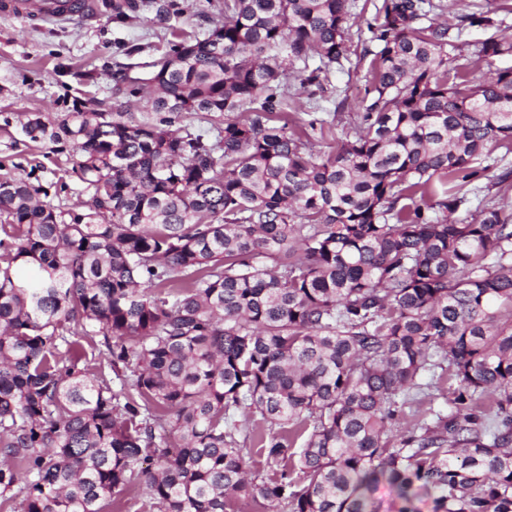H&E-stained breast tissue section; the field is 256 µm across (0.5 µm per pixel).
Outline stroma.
<instances>
[{
	"label": "stroma",
	"mask_w": 512,
	"mask_h": 512,
	"mask_svg": "<svg viewBox=\"0 0 512 512\" xmlns=\"http://www.w3.org/2000/svg\"><path fill=\"white\" fill-rule=\"evenodd\" d=\"M139 19H116L111 8L95 17H68L48 22L24 21L0 13V169L26 175L36 163L55 170L54 160L19 132L31 112L58 113L73 103L94 106L112 99L113 73L146 71L163 55L174 36L194 37L219 19L208 0H144ZM377 0H354L350 29V62L331 72L323 91L302 92L300 79H288V124L299 126L312 113L338 112L342 125L353 126L366 105L365 86L371 69L366 22ZM344 110H337V102Z\"/></svg>",
	"instance_id": "35a3bbf8"
}]
</instances>
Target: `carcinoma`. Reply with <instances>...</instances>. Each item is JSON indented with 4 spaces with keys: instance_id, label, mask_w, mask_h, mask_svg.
<instances>
[{
    "instance_id": "1",
    "label": "carcinoma",
    "mask_w": 512,
    "mask_h": 512,
    "mask_svg": "<svg viewBox=\"0 0 512 512\" xmlns=\"http://www.w3.org/2000/svg\"><path fill=\"white\" fill-rule=\"evenodd\" d=\"M350 8L223 0L205 38L150 63L152 94L115 74L156 120L26 116L86 200L53 206L66 184L38 166L0 184L5 512H129L140 486L141 512H381L382 488L395 512H512V207L473 206L512 152V66L493 68L512 38L494 13L439 24L432 0H381L369 103L316 157L336 116H271L288 73L344 69ZM184 112L227 118L211 142L174 128ZM92 333L117 387L83 360ZM444 377L448 409L394 434Z\"/></svg>"
}]
</instances>
